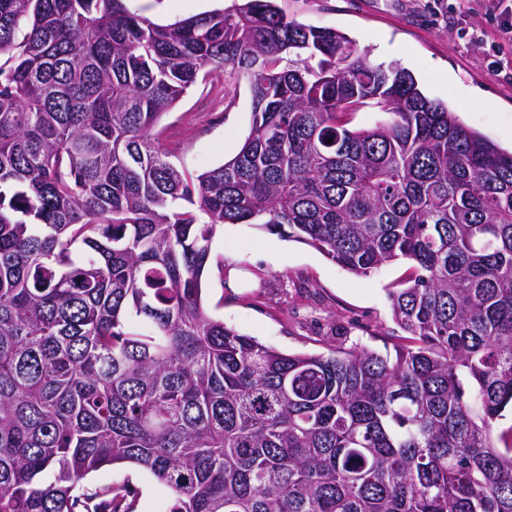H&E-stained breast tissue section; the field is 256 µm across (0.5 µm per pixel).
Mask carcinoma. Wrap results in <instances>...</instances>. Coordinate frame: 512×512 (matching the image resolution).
I'll list each match as a JSON object with an SVG mask.
<instances>
[{"mask_svg":"<svg viewBox=\"0 0 512 512\" xmlns=\"http://www.w3.org/2000/svg\"><path fill=\"white\" fill-rule=\"evenodd\" d=\"M232 67L238 154L178 167L158 125ZM381 104L388 118L350 129ZM226 224L388 289L409 336L286 353L214 318ZM512 152L277 0L157 24L126 0H0V512H512ZM128 482L136 489L137 512H163L167 490L149 475L130 467H105L88 474L83 483L90 488H103L111 483ZM161 508V509H160Z\"/></svg>","mask_w":512,"mask_h":512,"instance_id":"carcinoma-1","label":"carcinoma"}]
</instances>
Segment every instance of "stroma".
<instances>
[{
    "label": "stroma",
    "mask_w": 512,
    "mask_h": 512,
    "mask_svg": "<svg viewBox=\"0 0 512 512\" xmlns=\"http://www.w3.org/2000/svg\"><path fill=\"white\" fill-rule=\"evenodd\" d=\"M233 0H127L130 10L159 24L222 9ZM288 17L345 33L374 64L395 62L424 93L448 104L461 122L512 150V0H278ZM232 104L223 107L197 87L162 119L164 148L192 172L232 159L252 123L246 79L225 70ZM202 280L208 312L227 326L286 352L329 354L367 347L384 351L402 335L387 290L409 267L399 261L374 275L355 276L316 249L250 224H228L211 246ZM232 264L238 284L225 287L219 265ZM136 489V512H161L167 490L130 467L103 468L84 483Z\"/></svg>",
    "instance_id": "1"
}]
</instances>
